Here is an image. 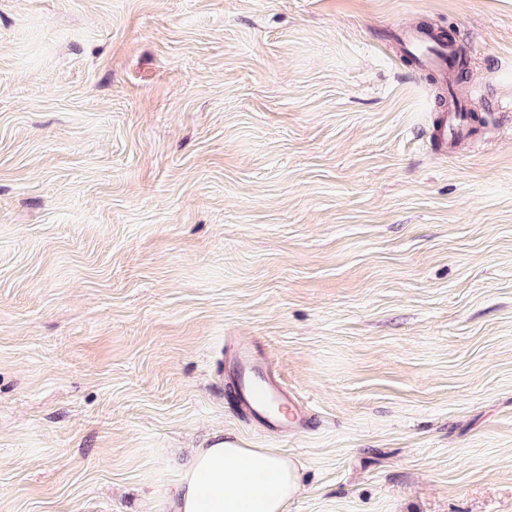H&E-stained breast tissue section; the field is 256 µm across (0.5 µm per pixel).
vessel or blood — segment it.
Returning <instances> with one entry per match:
<instances>
[{"label": "vessel or blood", "mask_w": 512, "mask_h": 512, "mask_svg": "<svg viewBox=\"0 0 512 512\" xmlns=\"http://www.w3.org/2000/svg\"><path fill=\"white\" fill-rule=\"evenodd\" d=\"M402 41L418 69L443 75L449 70L454 48L450 42L419 31L403 33ZM472 130L467 108L449 101L448 114L434 128L438 144H450ZM233 375L245 408L269 429L281 434L307 428L310 416L298 396L277 377L269 363L254 356L245 344L231 354Z\"/></svg>", "instance_id": "vessel-or-blood-1"}]
</instances>
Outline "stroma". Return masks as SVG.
<instances>
[{
    "label": "stroma",
    "instance_id": "35a3bbf8",
    "mask_svg": "<svg viewBox=\"0 0 512 512\" xmlns=\"http://www.w3.org/2000/svg\"><path fill=\"white\" fill-rule=\"evenodd\" d=\"M217 433L285 512H512V0H0V512H161ZM402 41L405 48L413 54L418 69L439 75L448 73L454 53L451 42L419 31L403 33ZM448 114L434 128V136L438 144H452L457 139L470 134L472 125L467 108L455 100L448 102ZM233 375L245 408L281 434L306 429L310 416L298 396L277 377L269 363L238 342L231 354Z\"/></svg>",
    "mask_w": 512,
    "mask_h": 512
}]
</instances>
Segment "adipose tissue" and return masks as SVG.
<instances>
[{"label": "adipose tissue", "mask_w": 512, "mask_h": 512, "mask_svg": "<svg viewBox=\"0 0 512 512\" xmlns=\"http://www.w3.org/2000/svg\"><path fill=\"white\" fill-rule=\"evenodd\" d=\"M299 490L296 467L272 448L214 435L169 495L171 512H283Z\"/></svg>", "instance_id": "adipose-tissue-1"}]
</instances>
